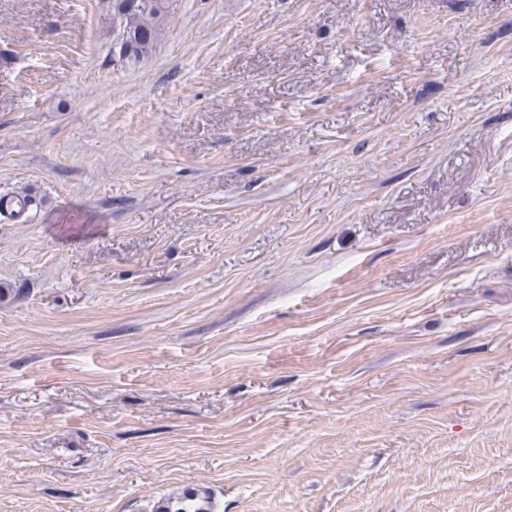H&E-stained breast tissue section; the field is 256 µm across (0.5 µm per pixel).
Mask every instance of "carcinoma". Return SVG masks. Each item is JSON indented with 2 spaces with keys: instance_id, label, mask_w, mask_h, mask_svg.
I'll use <instances>...</instances> for the list:
<instances>
[{
  "instance_id": "obj_1",
  "label": "carcinoma",
  "mask_w": 512,
  "mask_h": 512,
  "mask_svg": "<svg viewBox=\"0 0 512 512\" xmlns=\"http://www.w3.org/2000/svg\"><path fill=\"white\" fill-rule=\"evenodd\" d=\"M121 19L119 58L138 61L151 53L167 14V0H113ZM152 512H217L209 492L188 488L177 497L158 500Z\"/></svg>"
}]
</instances>
